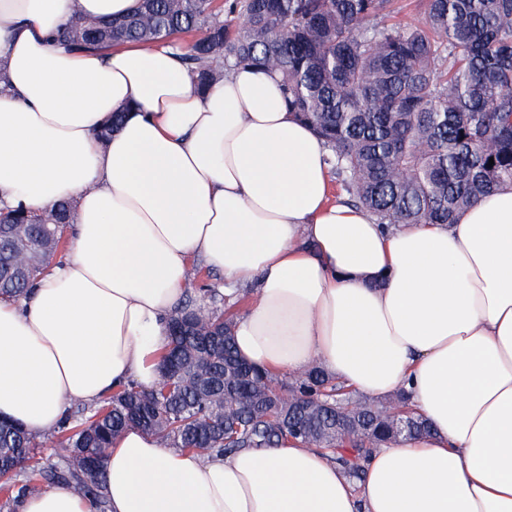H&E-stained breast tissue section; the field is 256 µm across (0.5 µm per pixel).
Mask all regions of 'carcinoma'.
<instances>
[{"mask_svg": "<svg viewBox=\"0 0 512 512\" xmlns=\"http://www.w3.org/2000/svg\"><path fill=\"white\" fill-rule=\"evenodd\" d=\"M420 18L388 24L395 0H141L100 25L79 12L64 29L68 50L166 44L200 90L250 65L276 77L289 110L326 149L339 202L386 229L452 224L512 184V0H417ZM199 32L189 46L176 36ZM494 165H489V160ZM73 207L0 212V297L27 294L65 247ZM28 253L25 267L13 252ZM168 316L161 380H130L101 401L68 410L42 433L0 422V512L66 486L106 512L103 460L130 426L204 459L292 439L330 452L354 482L376 448L426 430L407 395L354 398L321 366L288 384L237 354L232 315L206 283ZM70 454L41 465L40 448Z\"/></svg>", "mask_w": 512, "mask_h": 512, "instance_id": "1", "label": "carcinoma"}]
</instances>
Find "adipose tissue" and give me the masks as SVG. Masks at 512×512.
Masks as SVG:
<instances>
[{"label": "adipose tissue", "mask_w": 512, "mask_h": 512, "mask_svg": "<svg viewBox=\"0 0 512 512\" xmlns=\"http://www.w3.org/2000/svg\"><path fill=\"white\" fill-rule=\"evenodd\" d=\"M138 6L0 0V208L75 212L65 257L0 299V418L39 432L128 380L153 388L196 257L244 306L243 359L406 392L430 430L354 482L294 441L205 460L131 427L105 460L108 512H512V184L453 224L382 230L332 199L322 141L264 71L203 93L172 49L54 40L73 10ZM19 512L93 506L60 486Z\"/></svg>", "instance_id": "ef3b65f1"}]
</instances>
